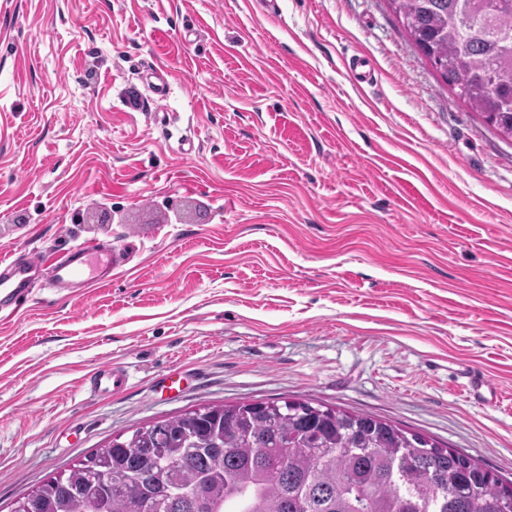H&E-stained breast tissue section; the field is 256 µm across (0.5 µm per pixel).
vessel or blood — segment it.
Segmentation results:
<instances>
[{
	"instance_id": "1",
	"label": "vessel or blood",
	"mask_w": 512,
	"mask_h": 512,
	"mask_svg": "<svg viewBox=\"0 0 512 512\" xmlns=\"http://www.w3.org/2000/svg\"><path fill=\"white\" fill-rule=\"evenodd\" d=\"M126 263L124 251L107 242L81 243L59 254H35L24 260L1 259L0 320L14 315L27 303L43 268L51 269L56 286L92 288L111 282L113 272ZM87 380L94 394L106 395L122 390L128 376L121 367L103 364L93 369ZM465 386L476 404H489L496 397L491 382L482 373H469Z\"/></svg>"
}]
</instances>
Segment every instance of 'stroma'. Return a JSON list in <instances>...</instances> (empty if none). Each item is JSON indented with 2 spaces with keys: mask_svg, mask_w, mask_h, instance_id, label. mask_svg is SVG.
Segmentation results:
<instances>
[{
  "mask_svg": "<svg viewBox=\"0 0 512 512\" xmlns=\"http://www.w3.org/2000/svg\"><path fill=\"white\" fill-rule=\"evenodd\" d=\"M99 239L135 243L128 271L0 321V512L246 400L373 414L512 480V144L386 0H0V258ZM106 363L130 380L99 397ZM465 378L466 389L474 403L486 405L496 399L495 389L486 375L474 371L466 375Z\"/></svg>",
  "mask_w": 512,
  "mask_h": 512,
  "instance_id": "stroma-1",
  "label": "stroma"
}]
</instances>
